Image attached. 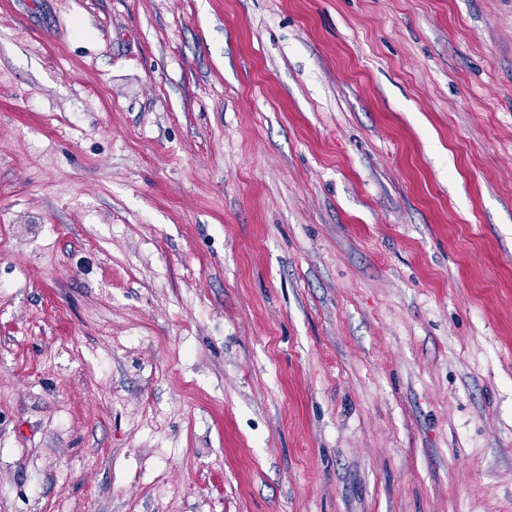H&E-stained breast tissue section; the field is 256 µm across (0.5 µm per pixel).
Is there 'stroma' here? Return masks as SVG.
Masks as SVG:
<instances>
[{"label": "stroma", "mask_w": 512, "mask_h": 512, "mask_svg": "<svg viewBox=\"0 0 512 512\" xmlns=\"http://www.w3.org/2000/svg\"><path fill=\"white\" fill-rule=\"evenodd\" d=\"M0 512H512V0H0Z\"/></svg>", "instance_id": "1"}]
</instances>
